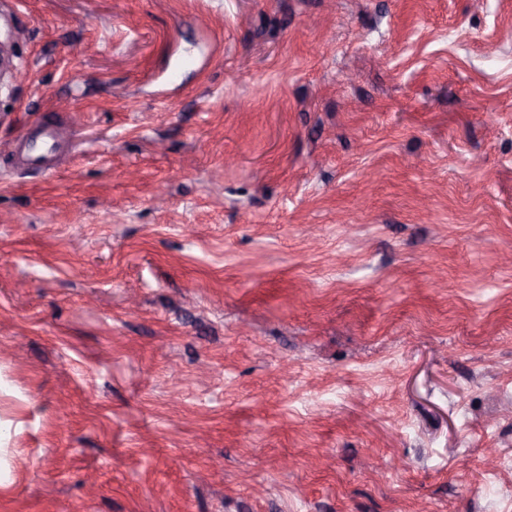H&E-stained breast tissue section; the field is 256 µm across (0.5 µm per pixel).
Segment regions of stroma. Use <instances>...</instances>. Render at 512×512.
Here are the masks:
<instances>
[{
	"instance_id": "stroma-1",
	"label": "stroma",
	"mask_w": 512,
	"mask_h": 512,
	"mask_svg": "<svg viewBox=\"0 0 512 512\" xmlns=\"http://www.w3.org/2000/svg\"><path fill=\"white\" fill-rule=\"evenodd\" d=\"M0 33V512H512V0Z\"/></svg>"
}]
</instances>
